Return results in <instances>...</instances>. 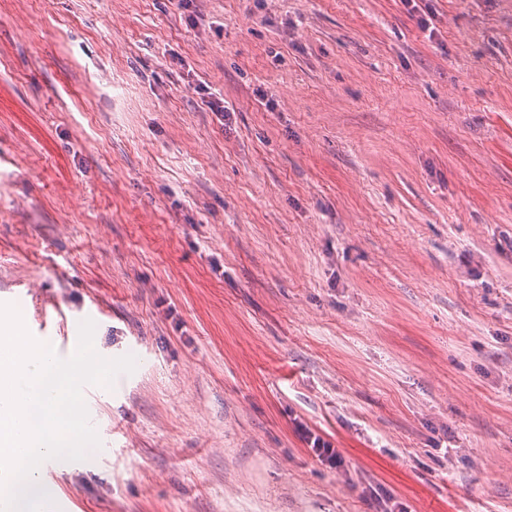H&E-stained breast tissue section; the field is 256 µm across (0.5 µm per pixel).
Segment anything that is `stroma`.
<instances>
[{
	"label": "stroma",
	"instance_id": "obj_1",
	"mask_svg": "<svg viewBox=\"0 0 512 512\" xmlns=\"http://www.w3.org/2000/svg\"><path fill=\"white\" fill-rule=\"evenodd\" d=\"M0 303L77 512H512V0H0ZM297 430L302 440L308 445L310 453L321 464L327 465L331 469L343 467L344 461L342 456L330 441L325 440L320 435H316L301 422L297 423Z\"/></svg>",
	"mask_w": 512,
	"mask_h": 512
}]
</instances>
